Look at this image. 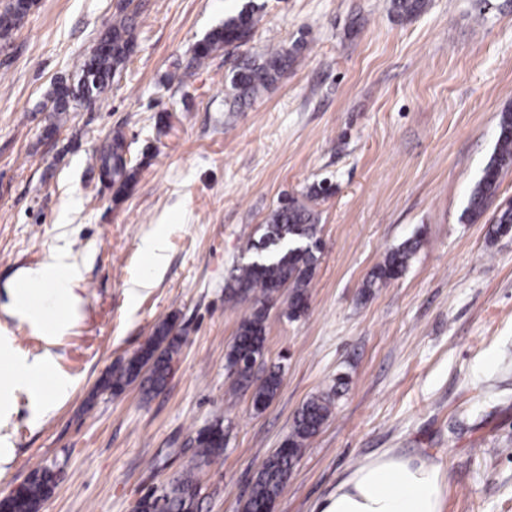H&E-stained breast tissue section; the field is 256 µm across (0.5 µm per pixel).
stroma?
<instances>
[{
	"mask_svg": "<svg viewBox=\"0 0 512 512\" xmlns=\"http://www.w3.org/2000/svg\"><path fill=\"white\" fill-rule=\"evenodd\" d=\"M253 7L246 55L299 45L297 64L252 104L229 109L234 55L196 67L194 45ZM136 17L125 67L97 98L63 114L48 100L74 82L120 11ZM512 107V0H427L410 19L393 0H35L0 39V331L48 357L39 391L16 390L0 420L11 446L0 497L38 467L59 478L40 512H134L145 493L194 469L197 433L228 432L195 469L200 512H241L262 461L312 396L332 414L296 463L273 512H316L349 472L390 450L440 466L443 512H512V234L489 239V214L512 203L503 172L487 216L464 215ZM121 132L138 169L122 197L92 169ZM322 250L307 311H268L257 376L282 371L271 403L232 390L225 370L250 303L224 300L233 269L289 196L321 180ZM165 244L148 268L145 237ZM421 243L403 274L362 296L386 254ZM68 245L83 299L68 334L11 313L19 274ZM150 272V287L132 284ZM184 343L166 387L144 397L98 391L156 324ZM70 380L52 397L54 377Z\"/></svg>",
	"mask_w": 512,
	"mask_h": 512,
	"instance_id": "1",
	"label": "stroma"
}]
</instances>
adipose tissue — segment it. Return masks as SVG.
Returning a JSON list of instances; mask_svg holds the SVG:
<instances>
[{
  "instance_id": "ef3b65f1",
  "label": "adipose tissue",
  "mask_w": 512,
  "mask_h": 512,
  "mask_svg": "<svg viewBox=\"0 0 512 512\" xmlns=\"http://www.w3.org/2000/svg\"><path fill=\"white\" fill-rule=\"evenodd\" d=\"M84 278L82 268L72 262L66 247L50 250L38 266L24 270L15 288V313L32 328L62 336L82 298L77 289ZM52 291L61 314L48 318L33 302ZM0 359L8 369L0 374V392L35 386L49 368L47 358H29L18 353L12 340L0 336ZM443 478L439 466L413 462L386 450L355 468L338 483L322 503L320 512H442Z\"/></svg>"
}]
</instances>
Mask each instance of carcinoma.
<instances>
[{
    "label": "carcinoma",
    "mask_w": 512,
    "mask_h": 512,
    "mask_svg": "<svg viewBox=\"0 0 512 512\" xmlns=\"http://www.w3.org/2000/svg\"><path fill=\"white\" fill-rule=\"evenodd\" d=\"M398 15L410 17L421 13L426 0H393ZM23 16L14 12L11 3L0 11V38L6 39L22 21ZM254 10L245 8L224 20V25L213 29L194 48V60L203 65L217 49H236L247 43L254 32ZM135 19L125 14L113 21L101 35L100 42L109 51H93L78 64L79 79L71 84L72 96L60 95L66 82L57 83L50 99L52 112L60 116L70 111L73 102L90 99L101 93L109 80L130 59L135 47ZM300 47L286 48L272 45L259 56H248L237 61L229 76L232 106L240 108L250 104L262 91L276 83L298 60ZM128 145L117 131L112 139L94 154V165L100 180L107 182L119 197L131 187L136 168L127 157ZM512 167V109L500 113L498 136L493 156L468 196L465 214L470 221L483 216L488 202L495 196L504 170ZM326 194L325 181L311 184L304 198L290 197L277 207L264 225L259 243L254 245L256 259L242 265L224 284V298L229 302H252L251 312L241 320L235 343L226 356L225 370L234 378L232 389L253 388L254 408L261 410L276 396L282 382L281 371L270 370L256 380L252 364L262 359L266 341L267 311L273 304L270 292L273 286L290 289L288 317L297 318L307 309L311 284L320 250L318 236L319 214L309 205ZM493 233L503 234L512 229V206L498 210L491 218ZM420 245L419 237L407 239L389 251L365 283L370 290L402 275L409 260ZM181 349L175 323L166 319L154 329L152 336L125 362L112 368L102 384V389L112 393L122 391L127 385L141 380L143 394L149 396L161 391L172 372L175 357ZM332 400L325 395L308 399L294 418L286 446L270 454L257 471L243 512H271L275 499L283 490L291 470L306 442L314 436L331 415ZM198 457L195 467L208 464L224 453L226 434L221 423L205 428L196 437ZM49 468L34 469L24 484L21 501L15 512H39L42 501L52 489ZM197 482L193 470L176 480L162 496L152 494L138 502L139 512H198Z\"/></svg>",
    "instance_id": "obj_1"
}]
</instances>
